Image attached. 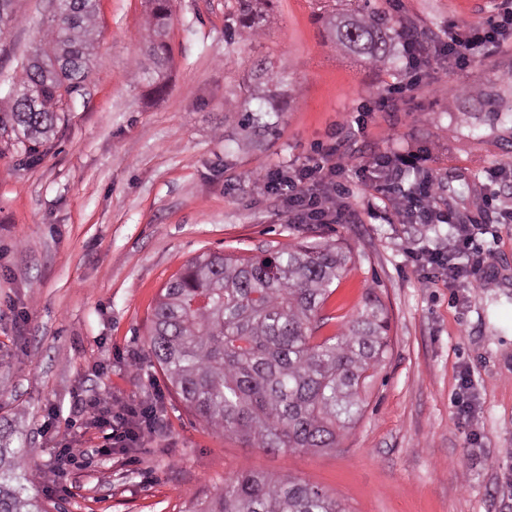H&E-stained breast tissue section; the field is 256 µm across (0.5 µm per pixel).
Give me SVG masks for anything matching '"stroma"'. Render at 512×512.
<instances>
[{"instance_id":"obj_1","label":"stroma","mask_w":512,"mask_h":512,"mask_svg":"<svg viewBox=\"0 0 512 512\" xmlns=\"http://www.w3.org/2000/svg\"><path fill=\"white\" fill-rule=\"evenodd\" d=\"M224 2L172 0V60L157 94L139 76L147 0H98L86 94L40 160L0 132V421L25 438L32 493L47 512H197L247 468L305 480L345 512H512V224L480 208L483 195L512 192L485 175L512 169V114L497 107L512 102V44L464 70L433 61L426 82L351 133L361 106L404 81V59L374 64L335 45L319 0H263L259 35L229 46ZM499 2L401 0L398 17L440 37L452 21L485 24ZM51 3L14 2L17 20L0 36V111ZM263 59L284 75V95L278 135L253 144L237 124L239 83ZM333 140L363 162L391 146L430 152L437 208L496 227L488 287H451L418 266L411 251L447 250L452 238L399 223L392 195L352 171L345 221L290 223L262 174L294 170ZM303 238L353 252L321 336L376 297L390 349L339 447L270 452L198 421L149 354L148 327L165 283L197 255L250 256ZM465 377L472 424L454 404ZM93 396L159 404L160 426L142 447L97 455L107 440L76 406ZM52 410L85 450L62 472L44 429Z\"/></svg>"}]
</instances>
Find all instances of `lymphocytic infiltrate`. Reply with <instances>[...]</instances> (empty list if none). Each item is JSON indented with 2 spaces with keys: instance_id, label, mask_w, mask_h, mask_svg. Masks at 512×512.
Listing matches in <instances>:
<instances>
[{
  "instance_id": "1",
  "label": "lymphocytic infiltrate",
  "mask_w": 512,
  "mask_h": 512,
  "mask_svg": "<svg viewBox=\"0 0 512 512\" xmlns=\"http://www.w3.org/2000/svg\"><path fill=\"white\" fill-rule=\"evenodd\" d=\"M512 41V0H502L497 20L487 26L450 24L445 37L426 38L413 29H405L401 38L402 54L410 73L411 84H418L427 73L431 57L447 60L449 66L464 69L487 51ZM319 161L298 167L293 175L282 171L266 172L262 180L267 189L283 196L289 213L297 224H335L348 212L344 200L347 192L340 178L348 169L366 173L376 168L380 177L375 181V191H385L392 184L401 183L408 171H418L422 180L402 194L398 202L401 214H418L425 224H451L456 228L452 253L430 249L413 253L414 261L421 266L446 275L449 282L470 277L476 267L491 262L492 251L475 250L476 233H488V225L461 226L452 212L439 210L434 205L438 184L426 171L428 155L412 150L391 148L373 157L371 165L354 164L352 159L339 154L335 145L320 150ZM469 257L470 265L460 264V257ZM81 409L91 417L94 426L105 432L110 441L103 448V455H111L116 448L141 447L146 436L155 430V414L144 407L127 404L119 411L102 406L94 399L82 403Z\"/></svg>"
}]
</instances>
